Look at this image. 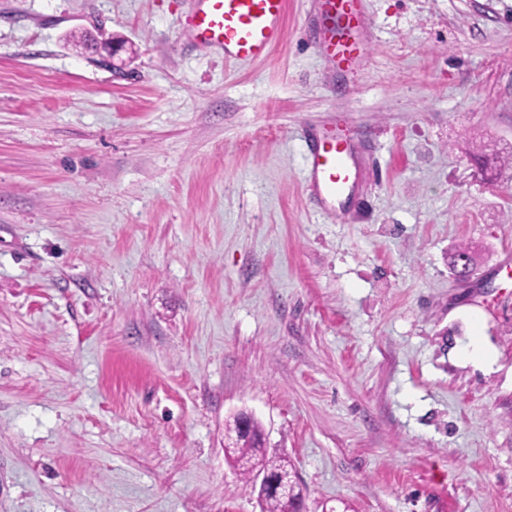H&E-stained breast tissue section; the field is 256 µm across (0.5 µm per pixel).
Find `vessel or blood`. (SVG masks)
Returning a JSON list of instances; mask_svg holds the SVG:
<instances>
[{
	"label": "vessel or blood",
	"instance_id": "vessel-or-blood-1",
	"mask_svg": "<svg viewBox=\"0 0 512 512\" xmlns=\"http://www.w3.org/2000/svg\"><path fill=\"white\" fill-rule=\"evenodd\" d=\"M319 52L338 72L355 74L369 54L365 0H314ZM287 0H198L191 25L201 42L229 61L265 59L282 39ZM306 187L325 213L343 218L361 204V167L349 130L336 125L306 135Z\"/></svg>",
	"mask_w": 512,
	"mask_h": 512
}]
</instances>
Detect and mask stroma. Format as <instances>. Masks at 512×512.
Returning <instances> with one entry per match:
<instances>
[{
  "mask_svg": "<svg viewBox=\"0 0 512 512\" xmlns=\"http://www.w3.org/2000/svg\"><path fill=\"white\" fill-rule=\"evenodd\" d=\"M195 8L0 0V512H259L241 411L307 512H512V0H366L347 79L311 0L246 63ZM306 187L310 198L325 213L344 218L346 205L362 203L361 167L353 138L336 125L305 136ZM226 431L228 446L224 448V451L228 458L232 459L240 474L248 477V479L254 476L255 471L278 478L293 475L288 460L269 456L262 439L263 430L254 419H249L248 427L243 431L241 420L236 416L233 419V424H228ZM263 473H258L255 476L256 480L262 476L258 499L264 497L270 484L269 479Z\"/></svg>",
  "mask_w": 512,
  "mask_h": 512,
  "instance_id": "35a3bbf8",
  "label": "stroma"
}]
</instances>
